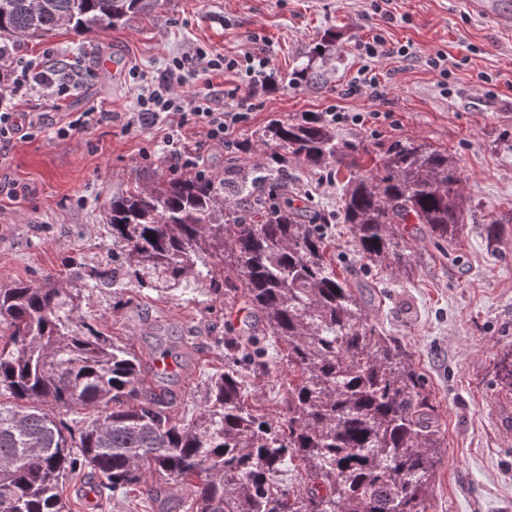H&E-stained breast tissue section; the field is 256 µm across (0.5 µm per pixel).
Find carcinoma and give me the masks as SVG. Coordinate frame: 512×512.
<instances>
[{"instance_id":"cac0c4a2","label":"carcinoma","mask_w":512,"mask_h":512,"mask_svg":"<svg viewBox=\"0 0 512 512\" xmlns=\"http://www.w3.org/2000/svg\"><path fill=\"white\" fill-rule=\"evenodd\" d=\"M157 0H0V83L14 48L60 27L110 32ZM263 136L317 169L359 167L323 119L269 124ZM458 162L425 144L396 143L342 195L361 257L401 266L399 225H424L437 246L464 224ZM246 202L235 209L225 186ZM112 259L71 262L84 288L112 289V310L152 296L197 292L207 307L238 301L284 345L288 389L277 418L256 413L243 375L276 357L257 337L224 327V367L202 408L178 414L147 390L156 355L116 342L81 294L55 277L0 286V512H72L68 480L98 475L97 496L125 497L156 476L189 488L184 512H426L438 430L406 353L369 323L362 288L336 274L328 225L288 200L281 153L224 177L165 178L112 197ZM512 388V348L499 363ZM296 460L306 484L277 474Z\"/></svg>"}]
</instances>
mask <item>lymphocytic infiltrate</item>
<instances>
[{"label": "lymphocytic infiltrate", "instance_id": "1", "mask_svg": "<svg viewBox=\"0 0 512 512\" xmlns=\"http://www.w3.org/2000/svg\"><path fill=\"white\" fill-rule=\"evenodd\" d=\"M220 68L236 70L241 75L239 83L226 90L223 98H216L209 91H198L183 97L174 95V88L185 85L188 75L204 74ZM78 81L77 73L69 70L48 71L43 61L34 57L20 62L13 75V88L17 91L32 89L53 97L67 94L76 88ZM141 81L146 91L139 94L136 111L122 116L115 112H83L57 125L56 137L64 140L77 131L107 120L121 121L126 131L164 125L168 128L164 137L169 148L168 170L176 175L199 166L183 136V127H204L210 140L227 148L233 147V133L248 120L257 94L273 85L274 74L268 51L261 47L246 52L239 61L209 59L200 53L190 61H176L172 67L160 73L142 75ZM173 114L178 115L179 121L171 126L167 120Z\"/></svg>", "mask_w": 512, "mask_h": 512}]
</instances>
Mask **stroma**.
I'll use <instances>...</instances> for the list:
<instances>
[{
  "label": "stroma",
  "mask_w": 512,
  "mask_h": 512,
  "mask_svg": "<svg viewBox=\"0 0 512 512\" xmlns=\"http://www.w3.org/2000/svg\"><path fill=\"white\" fill-rule=\"evenodd\" d=\"M158 0L151 16L122 28L78 37L61 29L24 43L15 59L47 57L54 67L78 73L80 87L56 100L38 92L7 95L0 108L44 112H132L135 72L158 73L184 53L229 58L249 50V36L270 44L276 84L255 100L247 123L227 149L210 142L204 128L187 129L210 175L227 163L266 162L272 151L262 133L273 120L300 121L316 112H343L332 131L345 150L372 167L386 149L417 141L448 153L462 169L466 221L458 239L440 250L420 224L405 225L411 266L396 270L366 265L339 212L349 177L288 161L295 205L331 224L338 274L371 287L369 321L405 350L425 384L440 432L436 477L427 512H512V391L496 383V365L512 347V34L471 16L464 0ZM374 37L407 46L372 61L357 46ZM443 53L448 73L430 64ZM122 58L108 73L101 61ZM311 66L316 84L296 83L294 72ZM375 72L376 94H351L361 69ZM168 149L155 128L123 132L105 122L66 141L45 129L32 140H13L0 151V285L63 273L70 258L106 259L112 241L103 229L113 193L151 186L167 175ZM499 235L490 236L491 222ZM82 308L103 313L114 337L136 351L166 353L164 380L178 410L200 409L206 377L220 363L210 347L203 302L150 299L113 310L112 296L95 292ZM250 404L277 415L288 387V368L246 377ZM163 488L161 502L149 489ZM186 492L154 478L136 500L105 498L93 512H182Z\"/></svg>",
  "instance_id": "obj_1"
}]
</instances>
